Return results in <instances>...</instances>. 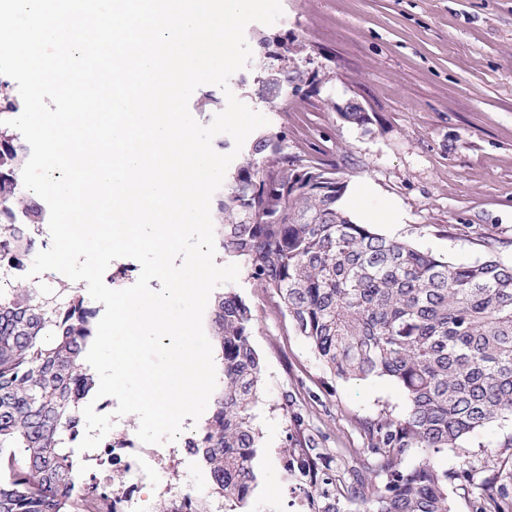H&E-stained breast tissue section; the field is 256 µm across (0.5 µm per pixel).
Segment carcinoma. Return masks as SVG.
I'll return each mask as SVG.
<instances>
[{
  "instance_id": "cac0c4a2",
  "label": "carcinoma",
  "mask_w": 512,
  "mask_h": 512,
  "mask_svg": "<svg viewBox=\"0 0 512 512\" xmlns=\"http://www.w3.org/2000/svg\"><path fill=\"white\" fill-rule=\"evenodd\" d=\"M300 79L287 70L263 79L265 99ZM26 146L14 128L0 127V172L15 176L25 223L37 224L42 205L18 179ZM346 185L336 169L304 165L262 134L240 152L229 187L217 199L213 223L223 256L279 300L299 335L332 376L386 377L402 390L407 411L365 423V447L384 485L336 483L330 449L312 440L285 448L287 477L308 512H452L450 473L435 457L493 421H512V265L490 254L454 264L408 242L359 224L340 207ZM25 228L9 223L0 248L13 265L36 249ZM58 300L32 284L0 291V512H111V490L76 472L75 443L83 403L96 385L84 358L95 338L96 310L80 289ZM253 308L237 293L218 292L211 336L222 365L211 416L191 451L221 492L225 512H240L256 481L259 448L253 408L261 359L252 341ZM416 450L417 465L401 469ZM475 512H512V472L478 484Z\"/></svg>"
}]
</instances>
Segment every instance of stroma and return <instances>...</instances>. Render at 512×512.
Listing matches in <instances>:
<instances>
[{"label": "stroma", "instance_id": "35a3bbf8", "mask_svg": "<svg viewBox=\"0 0 512 512\" xmlns=\"http://www.w3.org/2000/svg\"><path fill=\"white\" fill-rule=\"evenodd\" d=\"M274 25L249 24L252 59L229 91L265 115L283 153L335 167L359 192L356 222L456 264L494 253L512 264V0H282ZM305 43L287 61L302 73L274 102L256 94L265 52ZM225 90V91H228ZM217 99L225 91L201 86ZM366 112L358 126L347 106ZM391 203L399 223L377 214ZM233 290L255 311L252 342L264 361L254 407L260 448L257 481L243 512H307L287 479L280 451L304 437L332 451L345 478L363 447V421L407 402L384 378L331 379L278 300L247 273ZM300 413L286 421L284 411ZM512 422L496 421L437 454L438 466L512 469Z\"/></svg>", "mask_w": 512, "mask_h": 512}]
</instances>
